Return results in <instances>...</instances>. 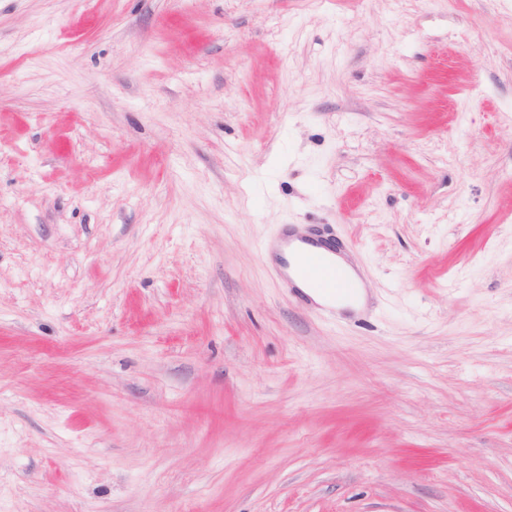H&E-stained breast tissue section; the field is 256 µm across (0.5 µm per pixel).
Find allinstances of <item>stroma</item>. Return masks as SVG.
I'll return each mask as SVG.
<instances>
[{"instance_id":"stroma-1","label":"stroma","mask_w":512,"mask_h":512,"mask_svg":"<svg viewBox=\"0 0 512 512\" xmlns=\"http://www.w3.org/2000/svg\"><path fill=\"white\" fill-rule=\"evenodd\" d=\"M0 512H512V0H0ZM304 246L300 251H297L296 264L293 269H288V283L292 284L291 275L296 279H302L310 287L319 289L327 298V305L323 306L325 310L333 312L336 309V284L334 282L321 283L319 280V273L331 270L340 277L343 281L345 288L348 291L354 292L357 288L356 279L350 271L343 267L336 265V262H331L327 259V255L336 254L335 246L328 242L321 234L314 233L308 237L297 238ZM323 250V251H322ZM336 260L345 263L338 254Z\"/></svg>"}]
</instances>
